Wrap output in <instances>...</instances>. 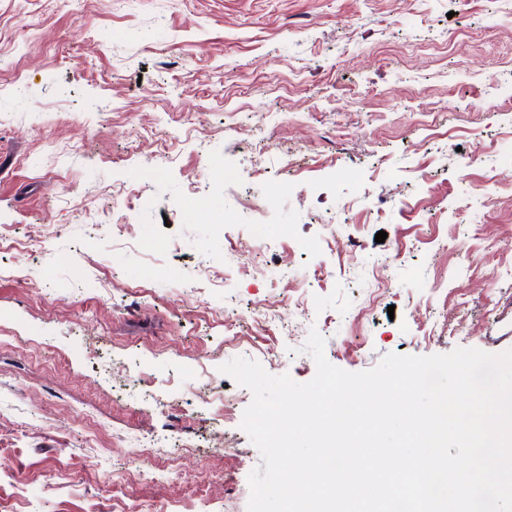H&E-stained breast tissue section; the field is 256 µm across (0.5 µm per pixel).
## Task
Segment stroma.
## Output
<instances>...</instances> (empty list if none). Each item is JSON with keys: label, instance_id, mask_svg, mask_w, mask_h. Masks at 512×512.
Wrapping results in <instances>:
<instances>
[{"label": "stroma", "instance_id": "35a3bbf8", "mask_svg": "<svg viewBox=\"0 0 512 512\" xmlns=\"http://www.w3.org/2000/svg\"><path fill=\"white\" fill-rule=\"evenodd\" d=\"M313 330L512 349V0H0V512H247Z\"/></svg>", "mask_w": 512, "mask_h": 512}]
</instances>
